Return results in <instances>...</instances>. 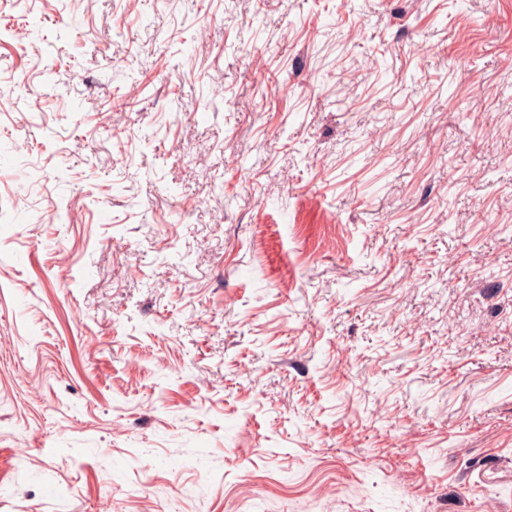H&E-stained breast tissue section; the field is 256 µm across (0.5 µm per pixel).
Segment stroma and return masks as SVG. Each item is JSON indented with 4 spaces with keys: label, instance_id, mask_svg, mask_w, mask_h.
<instances>
[{
    "label": "stroma",
    "instance_id": "stroma-1",
    "mask_svg": "<svg viewBox=\"0 0 512 512\" xmlns=\"http://www.w3.org/2000/svg\"><path fill=\"white\" fill-rule=\"evenodd\" d=\"M0 449V512H512V0H0Z\"/></svg>",
    "mask_w": 512,
    "mask_h": 512
}]
</instances>
